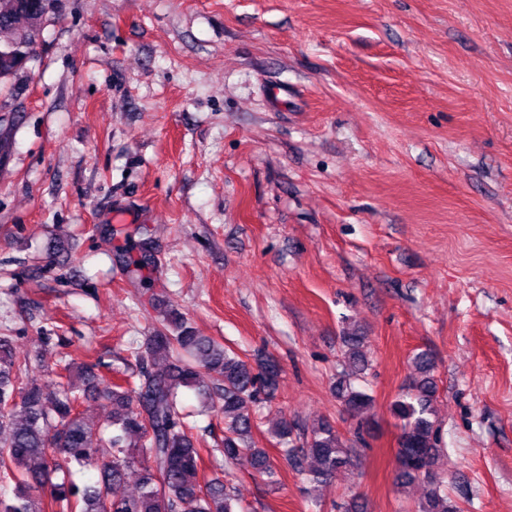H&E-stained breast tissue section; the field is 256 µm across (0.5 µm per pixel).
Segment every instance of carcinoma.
I'll return each instance as SVG.
<instances>
[{
  "instance_id": "carcinoma-1",
  "label": "carcinoma",
  "mask_w": 512,
  "mask_h": 512,
  "mask_svg": "<svg viewBox=\"0 0 512 512\" xmlns=\"http://www.w3.org/2000/svg\"><path fill=\"white\" fill-rule=\"evenodd\" d=\"M20 7L0 0V82L18 74L8 51L37 37L47 14L42 0ZM16 113L0 116V153L9 148ZM365 337H342L345 371L336 381V398L354 416L370 411L372 397L353 384L366 367ZM137 368L105 382L102 394L112 405L108 440L96 437L78 411L85 389L76 382L97 378L95 366L71 359L41 384L30 377V360L0 336V483L13 484L12 496H0V512H246L224 480H201L202 449L178 410V388H194L203 402L222 401L224 461L246 459L255 473L272 478L270 456L254 445L253 408L273 396L282 369L267 356L252 365L212 337L199 335L179 317L149 337L135 354ZM412 381L391 404L399 421L396 484L426 485L419 512H458L442 490L448 472L440 471L439 427L432 405L437 386L434 364L425 352L414 356ZM206 374L209 382L200 381ZM301 460L309 461L307 480L313 493L352 464L346 441L324 420L302 441ZM94 469L97 479L82 487L72 468ZM138 491L122 493L131 473ZM51 484L50 501L41 490Z\"/></svg>"
}]
</instances>
